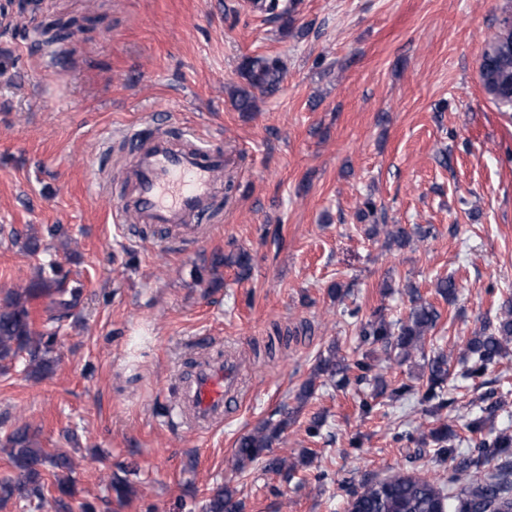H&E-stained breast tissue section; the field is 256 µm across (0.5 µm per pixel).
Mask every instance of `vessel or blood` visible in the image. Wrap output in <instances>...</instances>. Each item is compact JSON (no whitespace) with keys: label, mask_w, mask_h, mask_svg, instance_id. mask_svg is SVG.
Returning <instances> with one entry per match:
<instances>
[{"label":"vessel or blood","mask_w":512,"mask_h":512,"mask_svg":"<svg viewBox=\"0 0 512 512\" xmlns=\"http://www.w3.org/2000/svg\"><path fill=\"white\" fill-rule=\"evenodd\" d=\"M119 140L129 155L124 187L113 190L102 172L94 174L99 196L113 203L112 223L163 226L178 231L184 246L197 245L203 225L211 223L218 205L223 148L191 132L177 143L164 131L146 137L133 127ZM238 386V372L222 352L199 360L179 396L180 423L204 430L223 422Z\"/></svg>","instance_id":"1"}]
</instances>
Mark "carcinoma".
<instances>
[{"instance_id":"cac0c4a2","label":"carcinoma","mask_w":512,"mask_h":512,"mask_svg":"<svg viewBox=\"0 0 512 512\" xmlns=\"http://www.w3.org/2000/svg\"><path fill=\"white\" fill-rule=\"evenodd\" d=\"M73 25L71 19H58L49 23L43 34L49 43L63 41L71 35ZM283 71L284 64L277 57L244 58L239 65V73L246 81V87L236 93L237 109L242 112L254 111L258 96H268L279 89ZM492 79L493 82L485 84L487 94L499 108L512 112V99L504 93L505 89L512 87V64L496 63ZM386 236L389 243L400 248L412 241V233L398 224L386 230ZM225 262L236 266L243 276L250 274L251 256L246 251L213 258L217 267ZM407 294L411 308L404 321L393 323L377 314L364 320L359 317L357 309L346 312L351 324L358 328L362 342L380 344L387 355L393 354L403 360L423 350L427 334L436 327L441 317L433 304L422 301L416 287L408 286ZM79 295L80 289L66 288V277L59 275L53 264L49 265V273L39 271L28 286L8 290L0 298V367L22 358L32 376L40 378L49 373L54 363L56 323L69 315ZM42 297L50 298V307L43 324L44 330L38 331L31 318L30 304ZM501 310V316L491 332H482L467 340L469 365L462 377H479L506 356L512 343V299L503 301ZM353 367L360 371L355 383H367L371 370L369 363L356 361L350 365L336 355V348H329L327 354L319 356L312 377L300 389L297 400L306 401L319 378L348 383V372ZM428 370L427 390L422 400L429 404L430 413L438 414L451 403L445 393L449 377L448 356L443 353L434 356ZM496 410L495 405L481 409V414L468 421V431L473 435L482 434ZM287 427L288 417L285 416L277 422L265 421L243 435L235 450L237 465L242 467L260 459ZM430 436L435 444L434 457L438 464L457 461L448 474V483L409 474L396 475L369 485L348 502V512H438L441 507L448 509V512H512V468L501 466L494 473L485 472V467L492 460L512 448V434L504 430L492 440H479L470 453L459 461L456 460L455 449L448 446V429L432 431ZM4 450L18 476L15 480L0 483L1 502L16 494L45 498L42 470L49 463L56 469L54 505L66 507L65 498L72 495L73 488L72 462L67 455L51 453L43 448L36 432L26 424L12 430ZM241 509L242 503L235 499L234 491L229 488L216 491L205 505V512H241Z\"/></svg>"}]
</instances>
